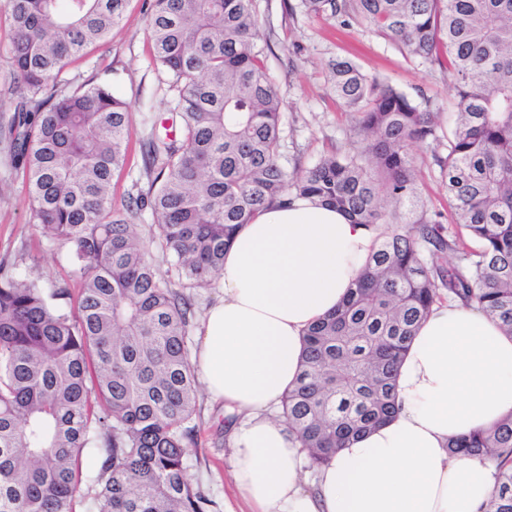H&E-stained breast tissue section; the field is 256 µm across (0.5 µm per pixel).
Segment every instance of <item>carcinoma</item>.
Listing matches in <instances>:
<instances>
[{"instance_id": "carcinoma-1", "label": "carcinoma", "mask_w": 512, "mask_h": 512, "mask_svg": "<svg viewBox=\"0 0 512 512\" xmlns=\"http://www.w3.org/2000/svg\"><path fill=\"white\" fill-rule=\"evenodd\" d=\"M126 2L9 0L7 54L23 94L0 114V138L29 223L76 265L77 306L65 286L0 277V512H213L187 474L198 442L184 289L211 285L237 228L275 203L309 199L354 224L386 225L347 298L305 334L282 418L309 466L395 415L401 355L443 294L512 335V0H299L309 15L376 26L410 57L447 55L456 120L437 162L453 227L427 217L410 152L434 134V113L351 60L331 61L329 81L360 141L288 173L255 0H154L153 62L176 92L181 135L144 141L149 192L112 209L129 103L107 82L58 85ZM154 246L178 282L158 274ZM449 448L496 461L489 512H512V415Z\"/></svg>"}]
</instances>
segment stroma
Segmentation results:
<instances>
[{
  "label": "stroma",
  "instance_id": "obj_1",
  "mask_svg": "<svg viewBox=\"0 0 512 512\" xmlns=\"http://www.w3.org/2000/svg\"><path fill=\"white\" fill-rule=\"evenodd\" d=\"M152 0H130L123 19L106 38L91 45L64 77L74 83L109 82L130 104L133 135L128 163L112 181V206L121 211L131 197L147 192L140 148L143 139L166 136L174 97L152 60L147 18ZM260 26L256 43L283 100L281 139L283 166L305 169L319 158L350 148L356 141L354 119L330 89L328 63L346 58L365 72L386 78L422 108L435 112L434 137L414 144L418 161L417 188L428 214L453 223L448 206L447 178L435 158L446 155L455 121L454 91L445 68L407 56L370 24L343 25L301 12L298 0H257ZM30 202L21 178L10 169L0 148V271L42 283L74 280L75 268L66 251L50 246L29 222ZM198 446L187 460L192 483L201 485L215 502L216 512H251L230 478V450L224 444V407L199 391Z\"/></svg>",
  "mask_w": 512,
  "mask_h": 512
}]
</instances>
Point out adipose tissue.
I'll return each mask as SVG.
<instances>
[{"label":"adipose tissue","instance_id":"1","mask_svg":"<svg viewBox=\"0 0 512 512\" xmlns=\"http://www.w3.org/2000/svg\"><path fill=\"white\" fill-rule=\"evenodd\" d=\"M374 232L298 199L241 226L193 365L229 416L231 476L253 512H487L496 466L450 439L512 414V336L478 307L434 305L399 367L398 412L308 469L275 413L299 378L306 330L363 272Z\"/></svg>","mask_w":512,"mask_h":512}]
</instances>
